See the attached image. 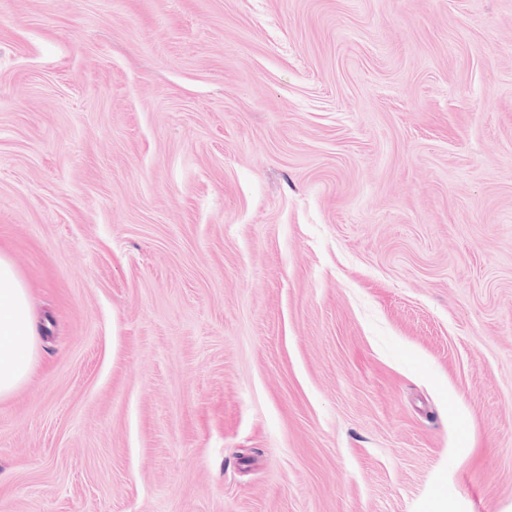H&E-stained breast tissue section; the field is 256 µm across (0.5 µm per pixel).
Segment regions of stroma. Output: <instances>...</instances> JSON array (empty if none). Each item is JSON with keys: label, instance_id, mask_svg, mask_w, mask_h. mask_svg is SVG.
<instances>
[{"label": "stroma", "instance_id": "obj_1", "mask_svg": "<svg viewBox=\"0 0 512 512\" xmlns=\"http://www.w3.org/2000/svg\"><path fill=\"white\" fill-rule=\"evenodd\" d=\"M0 253V512H512V0H0ZM37 336L27 288L10 259L0 254V399L28 379Z\"/></svg>", "mask_w": 512, "mask_h": 512}]
</instances>
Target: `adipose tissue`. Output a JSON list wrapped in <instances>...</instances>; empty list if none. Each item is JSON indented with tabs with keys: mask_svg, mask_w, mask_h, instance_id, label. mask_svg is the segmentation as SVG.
<instances>
[{
	"mask_svg": "<svg viewBox=\"0 0 512 512\" xmlns=\"http://www.w3.org/2000/svg\"><path fill=\"white\" fill-rule=\"evenodd\" d=\"M37 336L25 285L10 259L0 254V399L28 379Z\"/></svg>",
	"mask_w": 512,
	"mask_h": 512,
	"instance_id": "ef3b65f1",
	"label": "adipose tissue"
}]
</instances>
